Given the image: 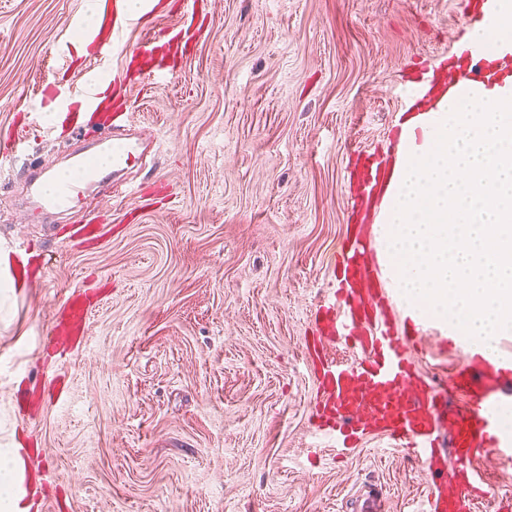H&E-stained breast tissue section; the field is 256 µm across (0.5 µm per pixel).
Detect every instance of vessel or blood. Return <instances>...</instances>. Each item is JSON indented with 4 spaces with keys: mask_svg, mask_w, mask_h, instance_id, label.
<instances>
[{
    "mask_svg": "<svg viewBox=\"0 0 512 512\" xmlns=\"http://www.w3.org/2000/svg\"><path fill=\"white\" fill-rule=\"evenodd\" d=\"M132 20L125 0H114L113 38L89 31L102 58L116 51L117 33ZM465 56V61L449 65L447 86L475 87L497 78L484 43H472ZM50 93L62 106L72 96H80L91 114L98 112L103 101L100 84L92 75L85 77L80 93L58 86L51 87ZM100 148L111 151L114 171L143 156L139 141L129 137L116 145L101 141ZM390 180V170L365 171L361 192L370 199L381 198ZM372 240L371 225L358 224L342 241L336 252L339 287L333 292L334 301L315 312L316 334L306 355L317 361L316 433L325 447L340 455L376 437L407 450L430 483L417 512H473L485 495L473 458L485 451L512 463V433L500 424L502 414L512 409V354L466 351L464 365L451 371L442 384L421 374L408 356L411 338L383 312L391 301L389 292L380 277L366 272L364 253ZM48 341L86 346L87 307L80 293L65 299ZM341 343L356 353L355 362L329 357V349ZM452 395L461 400L460 408H449ZM451 455L459 462L452 472L446 466Z\"/></svg>",
    "mask_w": 512,
    "mask_h": 512,
    "instance_id": "1",
    "label": "vessel or blood"
}]
</instances>
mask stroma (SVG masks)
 <instances>
[{"mask_svg": "<svg viewBox=\"0 0 512 512\" xmlns=\"http://www.w3.org/2000/svg\"><path fill=\"white\" fill-rule=\"evenodd\" d=\"M126 27L96 59L71 38L89 0H0V136L38 120L26 153L0 164V244L46 255L45 279L14 283L0 251V448L27 463L30 512H347L370 485L412 512L426 476L371 439L336 459L310 424L316 380L304 357L336 250L357 216L350 175L391 157L405 68L437 66L464 38L465 0H197L201 35L137 82L133 52L182 24L180 0ZM98 74L150 144L125 185L55 217L25 203L30 170L64 171L75 147L47 92ZM96 220L81 241L74 224ZM88 293L89 343L43 349L55 307ZM412 355L436 379L462 339L423 325ZM64 402L17 413L39 377ZM488 486L476 512L512 500V465L474 459Z\"/></svg>", "mask_w": 512, "mask_h": 512, "instance_id": "1", "label": "stroma"}]
</instances>
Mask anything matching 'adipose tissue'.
I'll list each match as a JSON object with an SVG mask.
<instances>
[{
	"label": "adipose tissue",
	"instance_id": "adipose-tissue-1",
	"mask_svg": "<svg viewBox=\"0 0 512 512\" xmlns=\"http://www.w3.org/2000/svg\"><path fill=\"white\" fill-rule=\"evenodd\" d=\"M481 34L512 55V0ZM372 226L376 261L405 317L444 323L484 352L512 335V76L476 94L449 91L411 115ZM16 455L0 458V512H29Z\"/></svg>",
	"mask_w": 512,
	"mask_h": 512
}]
</instances>
